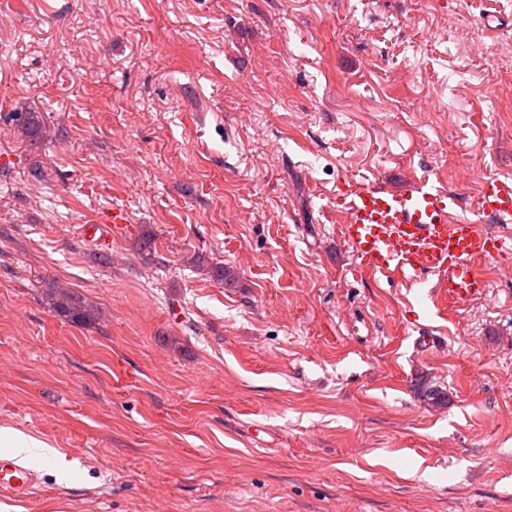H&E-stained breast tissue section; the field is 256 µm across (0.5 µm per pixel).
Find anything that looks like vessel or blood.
Wrapping results in <instances>:
<instances>
[{
    "label": "vessel or blood",
    "mask_w": 512,
    "mask_h": 512,
    "mask_svg": "<svg viewBox=\"0 0 512 512\" xmlns=\"http://www.w3.org/2000/svg\"><path fill=\"white\" fill-rule=\"evenodd\" d=\"M344 214L340 236L360 265L407 281L436 277L437 293L458 306L484 294L482 263L512 249V181L485 182L477 214L501 224L492 234L460 217L461 198L429 184L393 189L382 180L344 178L336 194ZM133 230L128 217L113 212L108 223L87 224L86 237L119 238ZM33 467L0 456V496L22 500L38 486Z\"/></svg>",
    "instance_id": "vessel-or-blood-1"
}]
</instances>
